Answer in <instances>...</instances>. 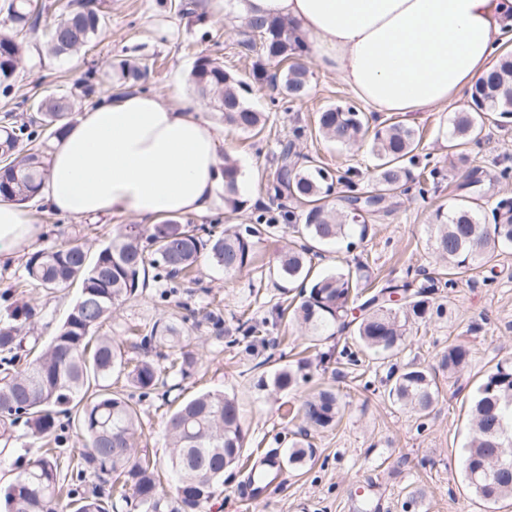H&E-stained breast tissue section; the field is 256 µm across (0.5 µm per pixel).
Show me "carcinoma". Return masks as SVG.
<instances>
[{"mask_svg": "<svg viewBox=\"0 0 512 512\" xmlns=\"http://www.w3.org/2000/svg\"><path fill=\"white\" fill-rule=\"evenodd\" d=\"M45 4L35 0H8L0 17V84L10 90L14 76L27 54L16 31L34 29ZM63 26L49 32L47 50L54 57H66L90 43L105 24V14L95 0H75L62 17ZM244 39L240 45L250 51L259 41L267 60L278 70L271 76L262 67L252 76L256 81L270 78L279 93L294 102L307 96L309 71L296 62L307 53L303 38L282 19L246 16ZM196 91L214 99L224 114V125L261 134L268 117L254 110L243 91L247 83L209 57L197 59L192 72ZM512 53L501 54L487 75L471 92L469 108L454 113L448 123V156L468 161L467 148L481 140L485 114H497V124L512 125ZM38 119L9 122L0 126V202L24 204L36 194L48 176L43 129L60 137L73 114L71 96L46 95L38 104ZM318 134L341 145L366 141L377 163L372 181L375 191L359 187V172H343L310 161L299 165L297 141L305 129L297 127L293 138L280 145L273 158L270 184L273 197H285L295 207L281 213L298 237L324 245L346 236L348 221L363 216L389 213L392 200L404 186L415 185L425 197L427 186L440 174L430 162L419 164L415 129L401 121L371 127L369 117L356 105L339 103L318 112ZM25 145L26 153L19 152ZM419 169L413 174V169ZM224 207L232 212L247 209L239 193L242 171L238 163L224 156ZM345 193L332 206L328 198L334 185ZM474 182L458 186L462 194L435 214L430 246L443 262L435 276L429 274L401 285H388L368 296L359 291L367 281L365 266L338 270L310 278V248L288 246L277 258V276L290 283H309L295 305L276 306L277 318H290L316 338L330 330L349 329L360 350L343 347L339 358L356 365L359 353L388 357L406 347L408 328L426 327L444 315L434 295L441 288L455 286L454 276L490 261L502 247H512V196H497L484 207L482 196L473 191ZM276 218L255 212L247 224H230L221 231L214 224H196L171 217L147 228L139 224H119L112 239L89 256L79 243L39 249L25 261V280L46 290L79 283V294L66 319L46 345L39 337L24 333L33 308L15 306L0 318V439L8 445L16 428L55 447L46 448L35 459L18 467L4 494L5 512H119L117 502L135 496L143 512H201L224 485V472L239 464L245 435L241 407L233 395L207 391L179 402L167 421L171 448L168 469L174 477V493L159 491L156 464L139 448L142 430L139 403L179 375L186 379L198 367V358L189 349L186 324L181 315L156 321L143 329L139 344L143 355L126 357L123 344L99 334L124 302L142 294L146 267L156 270L161 282L160 301L183 309L176 300L185 276L207 257L214 266L233 275L250 268L255 260V240L261 232L272 233ZM265 322L249 317L239 322L242 338L260 339ZM470 351L451 344L444 354L448 372L468 366ZM306 363L292 368L284 365L270 372V380L258 386L285 391L297 386ZM122 375L125 384L112 387V375ZM389 401L416 412L430 410L438 399L432 372L414 363L393 371L386 389ZM303 422L314 430L327 429L342 417L336 391L320 388L301 405ZM77 427L83 448L74 452L71 468L63 471L57 446L68 440V430ZM313 448L295 441L284 452L288 468L304 469ZM104 475L102 484L82 488L88 470ZM464 473L467 487L488 504L512 498V358L499 360L481 379L470 404V436L465 448Z\"/></svg>", "mask_w": 512, "mask_h": 512, "instance_id": "cac0c4a2", "label": "carcinoma"}]
</instances>
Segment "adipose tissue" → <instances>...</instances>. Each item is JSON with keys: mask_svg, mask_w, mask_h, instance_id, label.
<instances>
[{"mask_svg": "<svg viewBox=\"0 0 512 512\" xmlns=\"http://www.w3.org/2000/svg\"><path fill=\"white\" fill-rule=\"evenodd\" d=\"M246 11L288 19L370 111L404 117L459 110L512 31V0H247ZM219 177L217 136L196 101L127 90L67 129L40 193L71 218L153 224L207 214ZM38 233L26 207L0 203L1 261Z\"/></svg>", "mask_w": 512, "mask_h": 512, "instance_id": "obj_1", "label": "adipose tissue"}]
</instances>
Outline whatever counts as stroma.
Returning a JSON list of instances; mask_svg holds the SVG:
<instances>
[{"label": "stroma", "mask_w": 512, "mask_h": 512, "mask_svg": "<svg viewBox=\"0 0 512 512\" xmlns=\"http://www.w3.org/2000/svg\"><path fill=\"white\" fill-rule=\"evenodd\" d=\"M48 2L51 9L37 29L19 34L30 51L12 79L11 95L0 93V119L9 113L20 120L29 117L33 102L52 92L71 94L76 116H83L97 101L120 90L113 64L137 60L147 68L141 90L168 99L176 93L198 98L202 118L217 133L219 154L231 156L242 170L240 193L248 202L247 210H225L224 192L219 189L210 212L199 218L203 224H245L255 208L278 217L279 208L266 194L273 152L280 142L291 138L294 127L312 126L316 112L353 97L312 57H304L310 86L303 101H278V92L270 84H254L248 101L268 115L269 122L263 136L251 137L225 127L222 112L210 98L198 97L191 80L197 59L208 56L226 71L251 82L261 56L240 45L244 0H224L220 16L211 12L209 0H193L195 10L190 14L180 13V0H101L105 26L88 50L66 58L46 52L44 33L64 13L68 0ZM91 75L96 78L97 90L94 97L85 98L81 86ZM449 118L446 112H414L407 121L421 134L419 155L429 156L442 171L437 187L423 198L414 192L398 195L391 212L370 223L366 240L354 253H347L341 242L313 249L315 274L333 273L360 260L367 263L375 286L381 287L411 273L433 271L436 256L427 239L435 210L452 202L464 175L486 182L502 167H512V125L499 126L491 115L485 119L480 144L469 149V165L450 163ZM298 149L329 167L359 170L363 188H370L375 159L368 147L341 146L308 136ZM27 207L40 227L32 244L36 250L74 240L97 249L111 239L117 223L112 216L64 217L36 199ZM293 239L290 224L280 221L273 234L258 240L255 263L233 276L201 262L195 273L200 287L193 290L190 303L198 310L212 303L219 305L225 335L215 338L210 324L197 318L192 336L201 358L199 371L186 380L173 377L169 396L183 400L205 390L236 395L243 411V456L251 461L262 458L278 443L298 439L302 428L299 408L319 385L335 386L345 404L344 415L337 425L308 435L314 456L302 471L283 470L250 502L244 499V470L226 471L223 487L204 512H361L366 497L372 502L371 512H494L466 492L460 459L469 436V401L485 372L498 359L512 354V249L500 250L488 265L460 275L454 287L440 289L437 298L447 305L449 318L410 331L401 354L386 359L367 357L353 366L321 361L323 352H338L349 344V335L316 346L296 327L276 319L275 306L287 293L273 267L277 254ZM157 290L154 276H147L142 295L114 313L105 333L133 347V340L126 337L128 327L148 326L165 315L163 304L154 299ZM77 294V287L72 286L63 289L58 298L49 299L38 286H28L22 298L35 307V335L49 341ZM245 310L267 322V341L227 345L226 336L234 334L237 318ZM455 343L465 344L471 359L464 370L452 374L441 361L448 346ZM265 359L275 366L307 361L308 382L288 391L259 389L260 374L254 366ZM408 363L429 366L436 375L439 401L422 417L393 405L385 395L389 369ZM169 412V406L158 398L142 406L141 445L161 466L170 455L165 438Z\"/></svg>", "instance_id": "1"}]
</instances>
